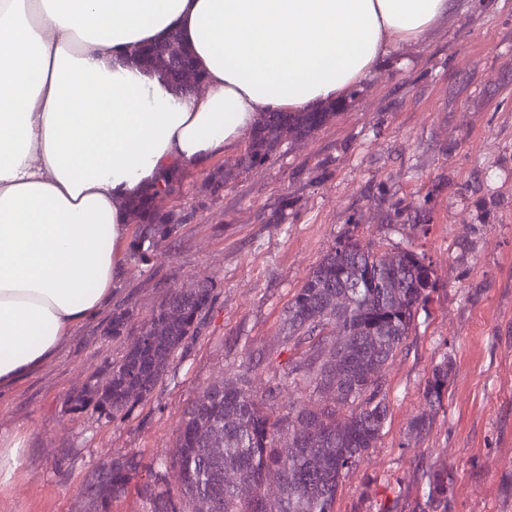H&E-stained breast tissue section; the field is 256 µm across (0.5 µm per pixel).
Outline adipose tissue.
I'll return each instance as SVG.
<instances>
[{"instance_id": "adipose-tissue-1", "label": "adipose tissue", "mask_w": 512, "mask_h": 512, "mask_svg": "<svg viewBox=\"0 0 512 512\" xmlns=\"http://www.w3.org/2000/svg\"><path fill=\"white\" fill-rule=\"evenodd\" d=\"M456 0H0V392L99 318L133 202L233 152L264 112L339 99ZM178 35L183 93L135 60Z\"/></svg>"}]
</instances>
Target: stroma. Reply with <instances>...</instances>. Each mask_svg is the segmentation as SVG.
Returning <instances> with one entry per match:
<instances>
[{
    "mask_svg": "<svg viewBox=\"0 0 512 512\" xmlns=\"http://www.w3.org/2000/svg\"><path fill=\"white\" fill-rule=\"evenodd\" d=\"M238 153L183 169L161 202L181 229L112 290L110 313L79 328L40 370L0 396V434L23 432L24 464L0 512H82L93 469L172 450L184 409L231 377L244 353L264 394L298 352L281 335L289 300L351 227L378 252L412 247L436 290L386 370L390 419L340 488L335 512H409L420 476L448 469V512H512V0H458L419 45L385 56L334 117L242 173ZM209 277L214 300L164 381L125 420L69 407L122 355L114 313L132 324L177 288ZM437 409L422 392L440 361ZM432 413L414 439L412 418Z\"/></svg>",
    "mask_w": 512,
    "mask_h": 512,
    "instance_id": "stroma-1",
    "label": "stroma"
}]
</instances>
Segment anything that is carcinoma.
<instances>
[{
  "label": "carcinoma",
  "mask_w": 512,
  "mask_h": 512,
  "mask_svg": "<svg viewBox=\"0 0 512 512\" xmlns=\"http://www.w3.org/2000/svg\"><path fill=\"white\" fill-rule=\"evenodd\" d=\"M331 112H267L238 162L243 170L261 166L282 142L322 126ZM145 215L130 249L141 263L172 238L180 226L139 203ZM431 263L412 248L378 254L351 230L336 240L297 290L283 314L285 343H309V353L288 360L283 378L302 382L314 392L330 389L333 404L317 410L298 403L274 414L268 400L244 387L251 362L238 365L237 377L213 384L186 407L175 448L157 470L137 485L145 512H196L205 496L218 512H334L339 488L359 460L378 441L390 417L383 395L389 361L412 330L417 312L435 290ZM215 283L202 281L190 293L177 289L138 326L133 342L111 361L102 380L74 399L77 409L92 408L109 421L124 419L134 404L148 399L161 384L178 352L199 330L211 304ZM178 320L169 318L172 309ZM345 332L344 343H325L324 332ZM340 360L338 373L331 362ZM448 387V362L437 364L426 380L423 397L441 404ZM178 468L183 483L172 485L166 472ZM132 455L112 459L102 476L93 472L86 493L87 512H111L140 474ZM227 472L240 478L225 482ZM278 482V495L267 497L265 482ZM411 512H448V469L432 468Z\"/></svg>",
  "instance_id": "1"
}]
</instances>
